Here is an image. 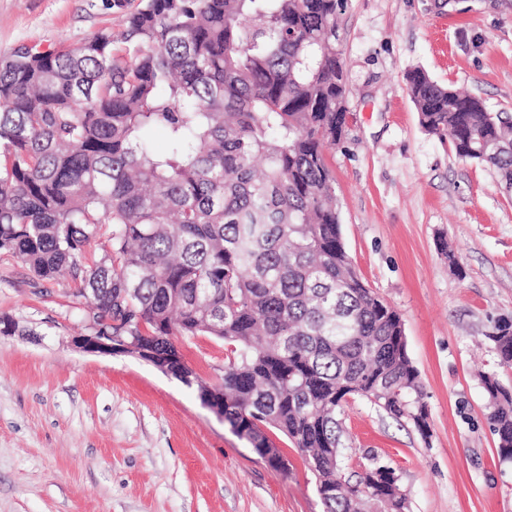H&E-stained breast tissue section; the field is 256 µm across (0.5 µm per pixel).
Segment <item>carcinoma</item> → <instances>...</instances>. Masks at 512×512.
I'll return each instance as SVG.
<instances>
[{
  "instance_id": "obj_1",
  "label": "carcinoma",
  "mask_w": 512,
  "mask_h": 512,
  "mask_svg": "<svg viewBox=\"0 0 512 512\" xmlns=\"http://www.w3.org/2000/svg\"><path fill=\"white\" fill-rule=\"evenodd\" d=\"M347 0H141L121 46L0 60V252L40 280L65 272L113 338L179 378V337L224 341L221 382L196 385L269 466L265 430L316 478L324 512H409L395 470L345 478L339 416L359 397L428 430L400 314L345 247L323 153L346 135L337 17ZM421 126L512 186V116L406 75ZM166 148L155 149L156 130ZM106 239L93 260L88 251ZM512 366V323L488 335ZM512 463V389L482 376Z\"/></svg>"
}]
</instances>
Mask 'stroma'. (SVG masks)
Listing matches in <instances>:
<instances>
[{
	"label": "stroma",
	"mask_w": 512,
	"mask_h": 512,
	"mask_svg": "<svg viewBox=\"0 0 512 512\" xmlns=\"http://www.w3.org/2000/svg\"><path fill=\"white\" fill-rule=\"evenodd\" d=\"M137 3L0 0V60L120 33ZM339 24L350 117L325 157L342 235L362 281L402 317L430 425L425 439L349 400L345 475L377 458L395 469L410 512H512V464L497 455L479 378L512 387L488 338L512 321V190L422 128L405 79L419 68L512 113V0H348ZM0 317L15 324L0 334V512H323L282 434H270L288 462L278 471L196 389L133 356L76 349L90 309L68 280L37 279L1 253ZM178 347L219 382L223 341Z\"/></svg>",
	"instance_id": "obj_1"
}]
</instances>
